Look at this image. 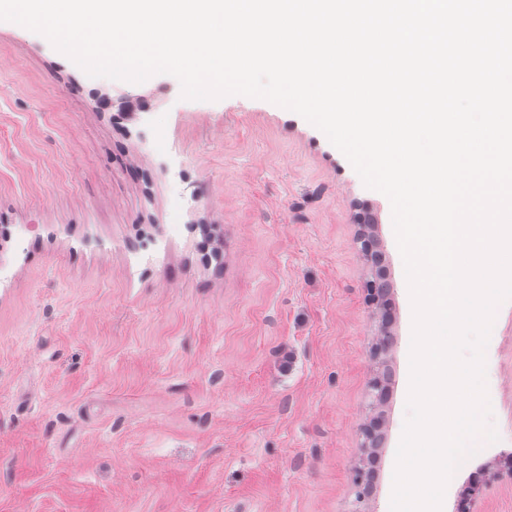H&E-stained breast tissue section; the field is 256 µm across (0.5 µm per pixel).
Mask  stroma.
I'll use <instances>...</instances> for the list:
<instances>
[{
    "label": "stroma",
    "instance_id": "35a3bbf8",
    "mask_svg": "<svg viewBox=\"0 0 512 512\" xmlns=\"http://www.w3.org/2000/svg\"><path fill=\"white\" fill-rule=\"evenodd\" d=\"M180 94L88 77L0 21V512H349L371 452L387 512L412 333L390 202L300 115ZM485 358L499 439L454 484L486 468L477 512H512V300ZM371 358L374 362L373 375L369 382V391L372 398V404L381 396L385 388V367L381 357V347L376 345L371 352Z\"/></svg>",
    "mask_w": 512,
    "mask_h": 512
}]
</instances>
